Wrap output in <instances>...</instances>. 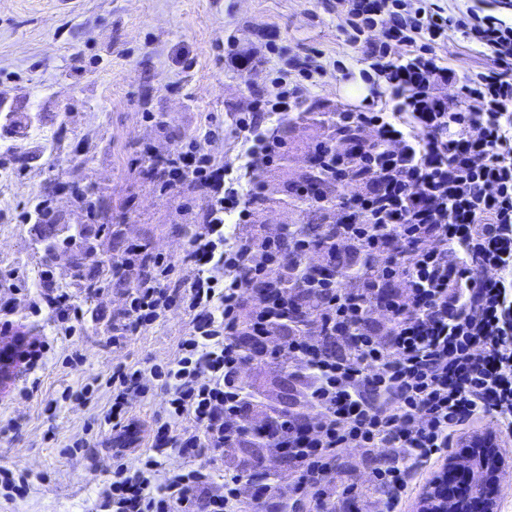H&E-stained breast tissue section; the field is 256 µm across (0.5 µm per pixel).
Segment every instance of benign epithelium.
<instances>
[{
    "label": "benign epithelium",
    "mask_w": 512,
    "mask_h": 512,
    "mask_svg": "<svg viewBox=\"0 0 512 512\" xmlns=\"http://www.w3.org/2000/svg\"><path fill=\"white\" fill-rule=\"evenodd\" d=\"M512 467V458L491 437L477 438L462 457L450 456L446 469L438 472L420 499L419 512H472L479 503L481 512H497V494L503 472ZM465 470L470 478L469 493L448 502V471Z\"/></svg>",
    "instance_id": "1"
}]
</instances>
